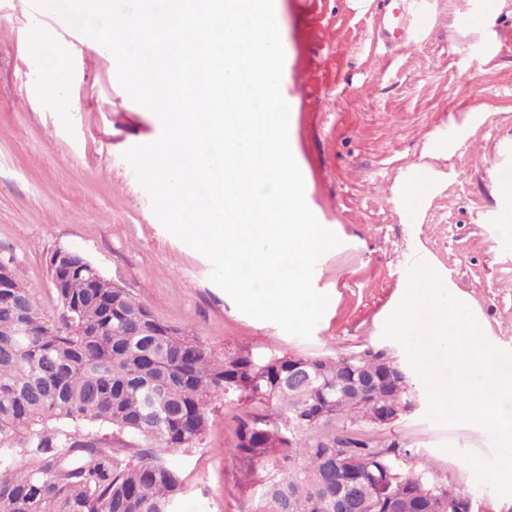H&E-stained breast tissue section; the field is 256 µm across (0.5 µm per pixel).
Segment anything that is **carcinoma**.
<instances>
[{
	"label": "carcinoma",
	"mask_w": 512,
	"mask_h": 512,
	"mask_svg": "<svg viewBox=\"0 0 512 512\" xmlns=\"http://www.w3.org/2000/svg\"><path fill=\"white\" fill-rule=\"evenodd\" d=\"M55 277L52 318L16 277L0 288V512H177L184 488L164 454L199 446L218 393L247 408L230 448L250 512H288L293 493L321 512L346 483L362 512H385L377 477L393 479L399 512L448 494L405 444L376 438L380 410L412 395L384 352L217 356L78 254ZM293 367L311 376L299 389ZM358 371L374 379L367 395L349 385Z\"/></svg>",
	"instance_id": "obj_1"
}]
</instances>
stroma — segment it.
<instances>
[{
  "label": "stroma",
  "mask_w": 512,
  "mask_h": 512,
  "mask_svg": "<svg viewBox=\"0 0 512 512\" xmlns=\"http://www.w3.org/2000/svg\"><path fill=\"white\" fill-rule=\"evenodd\" d=\"M482 0H412L417 36L388 48L375 34V0H279L288 66L289 131L305 198L341 241L318 261L313 284L329 304L311 338L240 312L211 283L202 255L170 234L123 159L155 141L156 115L119 85L113 55L30 0H0V257L11 260L46 316L57 309L51 253L72 248L164 323L215 353L273 347L295 356L402 346L383 338L407 268L425 259L466 303L488 341L512 350V223L495 184L512 157V0L483 28L454 27ZM62 83L65 98L48 85ZM428 167L415 215L402 185ZM415 409L382 430L451 479L512 512L473 479L462 453L489 454L480 427ZM243 410L216 395L198 448L169 451L184 486L180 512H242L229 448Z\"/></svg>",
  "instance_id": "1"
}]
</instances>
